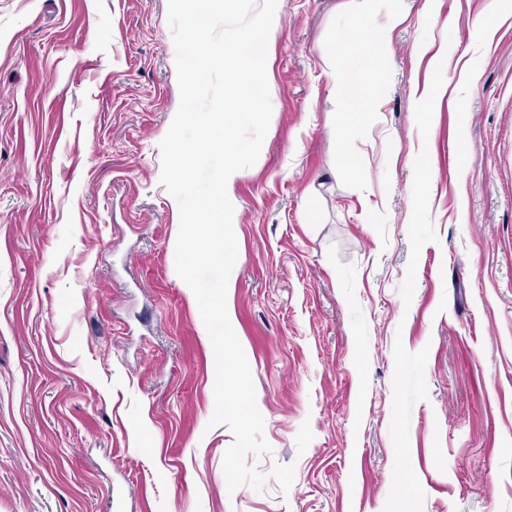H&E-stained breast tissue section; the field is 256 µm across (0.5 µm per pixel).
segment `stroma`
Listing matches in <instances>:
<instances>
[{"instance_id": "35a3bbf8", "label": "stroma", "mask_w": 512, "mask_h": 512, "mask_svg": "<svg viewBox=\"0 0 512 512\" xmlns=\"http://www.w3.org/2000/svg\"><path fill=\"white\" fill-rule=\"evenodd\" d=\"M167 10L0 0V512H401L403 483L413 512H512V0H278L269 129L227 189L260 492L227 487L175 269Z\"/></svg>"}]
</instances>
